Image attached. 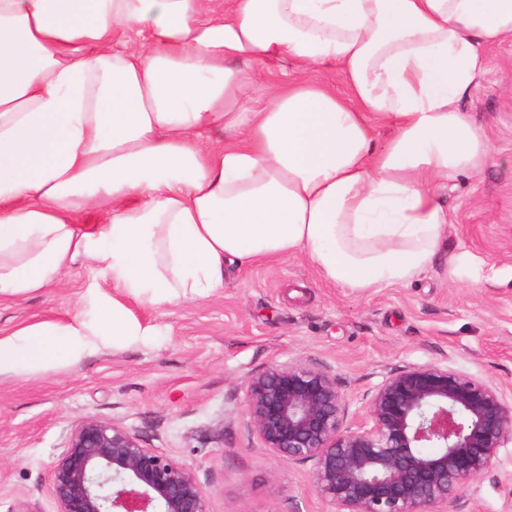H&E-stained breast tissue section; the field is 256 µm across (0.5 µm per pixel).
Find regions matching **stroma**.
<instances>
[{
    "mask_svg": "<svg viewBox=\"0 0 512 512\" xmlns=\"http://www.w3.org/2000/svg\"><path fill=\"white\" fill-rule=\"evenodd\" d=\"M487 72L465 104L491 143L449 182L447 248L418 278L363 292L324 282L303 255L225 268L205 300L136 308L153 336L78 364L0 379V512H58L50 465L96 417L194 474L209 512H332L312 466L271 456L244 412L245 381L298 359L335 375L361 405L388 374L441 363L512 399V40L484 46ZM95 265L0 300V335L42 319L94 318ZM464 512H512V444L469 487Z\"/></svg>",
    "mask_w": 512,
    "mask_h": 512,
    "instance_id": "35a3bbf8",
    "label": "stroma"
}]
</instances>
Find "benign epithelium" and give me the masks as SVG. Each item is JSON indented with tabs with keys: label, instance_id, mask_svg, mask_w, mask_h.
Masks as SVG:
<instances>
[{
	"label": "benign epithelium",
	"instance_id": "7a95c632",
	"mask_svg": "<svg viewBox=\"0 0 512 512\" xmlns=\"http://www.w3.org/2000/svg\"><path fill=\"white\" fill-rule=\"evenodd\" d=\"M245 392L262 447L311 463L314 490L335 512H459L470 484L512 444V401L439 363L387 375L355 409L335 376L302 360L271 363ZM51 486L59 512H209L191 472L95 417L71 433Z\"/></svg>",
	"mask_w": 512,
	"mask_h": 512
}]
</instances>
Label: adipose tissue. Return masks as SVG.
Instances as JSON below:
<instances>
[{
  "label": "adipose tissue",
  "mask_w": 512,
  "mask_h": 512,
  "mask_svg": "<svg viewBox=\"0 0 512 512\" xmlns=\"http://www.w3.org/2000/svg\"><path fill=\"white\" fill-rule=\"evenodd\" d=\"M507 37L512 0H224L214 18L203 0H0V298L81 258L112 286L94 320L1 335L0 375L142 342L127 301L209 298L228 263L301 253L359 291L416 279L446 247L443 191L490 151L461 102ZM311 79L322 83L332 89L337 96L345 97L348 88L344 76L339 68L336 69H314L310 73Z\"/></svg>",
  "instance_id": "ef3b65f1"
}]
</instances>
